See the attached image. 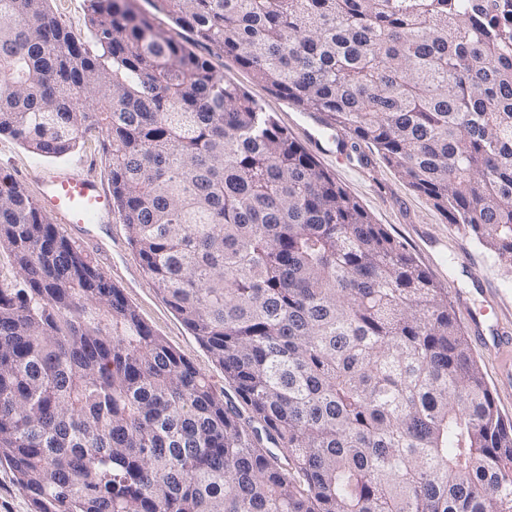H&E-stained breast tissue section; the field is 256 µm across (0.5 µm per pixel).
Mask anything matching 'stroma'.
Instances as JSON below:
<instances>
[{"mask_svg": "<svg viewBox=\"0 0 512 512\" xmlns=\"http://www.w3.org/2000/svg\"><path fill=\"white\" fill-rule=\"evenodd\" d=\"M196 52L207 55L225 83L245 91L271 113L277 124L356 198L375 223L384 225L410 251L436 283L448 291L460 292L475 309L486 307L487 292H494L503 313L512 319V269L505 268L467 229L448 223L431 201L409 188L376 151L364 144L352 159L338 158L331 129L314 127L306 112L272 94L231 57L206 54L201 46ZM312 132L317 135L313 141L308 138ZM109 164L106 137L99 133L81 142L70 155L58 159L39 156L11 137L0 135V178L18 182L34 199L39 196L37 173L79 168L92 171L106 184L110 181ZM112 228L116 236L112 258L106 261L94 256L95 265L111 268L112 284L121 289L153 332L189 360L215 390L223 393L225 401L238 404L233 387L224 379L223 369L162 299L143 270L120 214H113ZM462 255L467 256L469 267L459 263Z\"/></svg>", "mask_w": 512, "mask_h": 512, "instance_id": "35a3bbf8", "label": "stroma"}]
</instances>
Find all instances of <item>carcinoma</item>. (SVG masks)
I'll return each mask as SVG.
<instances>
[{"instance_id":"carcinoma-1","label":"carcinoma","mask_w":512,"mask_h":512,"mask_svg":"<svg viewBox=\"0 0 512 512\" xmlns=\"http://www.w3.org/2000/svg\"><path fill=\"white\" fill-rule=\"evenodd\" d=\"M0 0V134L107 133L144 271L224 401L0 182V461L35 512H512V420L405 247L246 93L127 0ZM365 143L512 267V34L463 0H154ZM87 4L86 0H49L50 11L76 37L87 32Z\"/></svg>"}]
</instances>
